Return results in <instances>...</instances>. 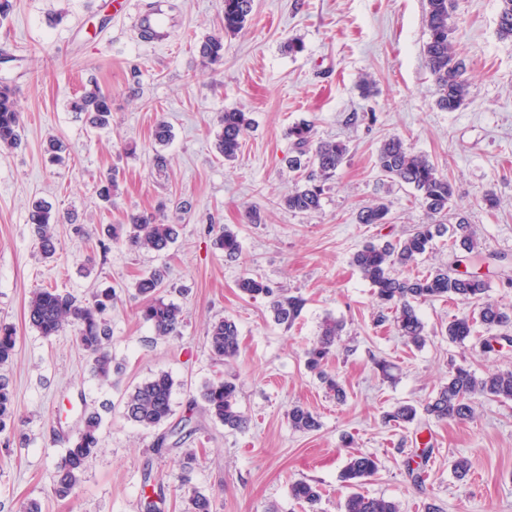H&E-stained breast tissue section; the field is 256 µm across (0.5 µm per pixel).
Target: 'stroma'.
I'll return each instance as SVG.
<instances>
[{"mask_svg": "<svg viewBox=\"0 0 512 512\" xmlns=\"http://www.w3.org/2000/svg\"><path fill=\"white\" fill-rule=\"evenodd\" d=\"M12 2L0 17V82L19 102L21 142L0 150V324L15 329L17 347L0 366L15 400L0 431V512H21L31 501L42 512H145L148 481L164 487L156 512H185L194 490L213 497L215 512H307L289 495L297 480L319 486V512H342L340 473L353 449L378 461L362 493L396 501L401 512H425L430 502L443 512H512V400L477 399L466 421L386 417L401 402L423 405L455 366L479 375L512 370V345L484 351L481 329L464 343L449 341L448 323L475 309L442 300L419 305L426 341L407 344L392 323H379L372 290L350 264L365 242L395 240L428 221L415 190L376 165L380 146L396 135L454 185L451 211L474 225L486 250L487 295L512 311V287L500 279L512 269V41L497 32L499 0L453 2L469 82L468 101L454 112L437 107L424 59L426 0H254L252 20L236 34L224 31V0H165L162 43L134 31L145 0H130L120 19L112 0ZM218 33L224 62L209 66L196 44ZM292 42L302 51H289ZM92 84L112 97L105 129L69 107ZM228 109L252 120L231 162L215 147ZM303 120L316 139L348 148L310 214L284 204L301 184L288 167V130ZM161 122L172 131L165 145L153 139ZM52 139L65 146L62 163L49 160ZM110 180L116 188L106 200L99 189ZM489 193L498 201L492 210L483 202ZM378 199L391 205L389 222L357 223L359 208ZM38 202L75 218L55 225L50 259L28 222ZM254 207L261 223L247 218ZM140 212L179 225L168 251L102 249L107 225ZM227 228L241 243L232 259L215 244ZM158 267L167 298L183 310L177 334L167 337L141 319L135 289ZM246 275L302 298L292 325L275 321L267 298L239 290ZM108 287L110 351L121 372L104 384L76 326L46 338L25 311L42 288L88 303ZM227 317L241 349L219 363L207 331ZM328 318L345 325L325 365L346 389L342 402L305 367L304 352ZM379 359L392 365L393 379L377 372ZM161 372L175 381L173 416L152 429L127 421L128 395ZM219 376L238 386L247 430L224 429L195 405L201 385ZM295 404L317 414L319 430L291 428ZM92 412L102 418L99 449L75 495L57 499L54 467ZM188 448L200 456L182 483L176 476ZM460 457L471 463L462 481L453 470Z\"/></svg>", "mask_w": 512, "mask_h": 512, "instance_id": "stroma-1", "label": "stroma"}]
</instances>
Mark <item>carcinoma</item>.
Masks as SVG:
<instances>
[{
    "mask_svg": "<svg viewBox=\"0 0 512 512\" xmlns=\"http://www.w3.org/2000/svg\"><path fill=\"white\" fill-rule=\"evenodd\" d=\"M498 34L512 40V0H500ZM254 0H224V32L238 33L252 19ZM427 41L423 55L434 79L436 105L447 112H455L466 104L469 84L464 78L465 63L458 47V24L452 15V0H427ZM200 56L210 64L224 59V37L211 35L199 43ZM70 107L75 112H85L97 128H106L112 122V102L99 86L84 88L72 99ZM251 121L247 114L237 109L224 111L222 127L216 135V148L227 161L234 160L241 148V138ZM293 139L295 156L289 160L290 168L302 170L311 156L317 177H308L307 183L288 194L284 205L298 213H312L321 206L324 185L336 175L343 164L346 144L336 141L315 140L314 125L302 122L289 132ZM20 140V107L12 87L0 84V148H13ZM379 170L390 179L413 188L417 200L430 222L418 224L405 237L394 242H368L359 247L351 257L362 277L373 288L378 306L393 313L395 329L406 343L419 346L426 338L425 325L417 312V305L425 301L456 300L473 304L477 316L463 315L448 323L445 333L448 340L463 343L472 336L475 323L490 333L483 347L493 349L491 340L498 338L512 343V336H496L494 332L512 325V313L487 299L488 284L479 275L467 270L460 271L462 264L474 265L483 261V249L476 232L465 218L448 226L443 218L448 216L455 189L434 163L426 156L412 152L398 137H391L379 148L376 160ZM390 212L389 205L378 200L365 205L357 213L359 224H385ZM28 222L34 226L40 248L46 257L56 253V243L51 225L59 223L51 207L41 202L33 205ZM449 234L452 240L453 262L450 266H438L424 274L414 275L410 269L430 249L437 237ZM107 236L113 242H121L133 250L156 253L166 251L178 237V225L164 224L152 214H132L128 223L111 225ZM216 246L224 254L235 257L240 250L236 235L226 229L216 240ZM164 275L154 270L140 279L136 285L144 304L140 313L156 335L170 336L177 333L182 322L180 307L166 300L163 295ZM238 288L245 295L272 298L271 311L279 324H291L298 317L302 300L294 296H276L273 289L258 276H245L238 281ZM112 305V290H102L90 303L81 304L73 296L56 289L45 288L35 292L27 305L29 325L44 337L56 336L64 326H78V341L93 361V373L103 382L112 381V355L108 345L112 337L108 323L101 317ZM344 324L327 319L320 326L316 341L306 349V366L315 373L328 393L341 401L345 388L335 375L324 369L332 349L340 341ZM207 342L212 357L219 361L234 359L240 351L239 329L234 319L226 317L211 325ZM16 349V333L13 327L0 325V365L10 362ZM174 380L166 372L138 385L124 404V417L144 428L164 425L173 415L172 393ZM238 390L234 382L218 379L206 383L200 392L205 412L224 428L243 430L248 418L237 402ZM478 397L512 400V371H492L482 376L470 369L458 366L448 372V379L441 384L423 406L425 415L437 420H468L474 415V403ZM416 405L401 403L387 414V418L405 424L418 421ZM14 415V399L8 382L0 380V430L7 426ZM291 427L302 433L316 431L320 422L309 408L294 405L288 410ZM100 420L94 415L85 418L84 427L72 439L57 464L53 475L55 497L66 499L79 487L89 459L99 446ZM378 463L370 454L360 451L349 455L340 474L345 487L352 489L345 498L343 512H400L399 504L383 497H371L354 491L365 479L376 473ZM290 494L298 502L316 504L321 498L318 486L305 480L290 485ZM187 512H213L212 498L197 490L187 499Z\"/></svg>",
    "mask_w": 512,
    "mask_h": 512,
    "instance_id": "1",
    "label": "carcinoma"
}]
</instances>
